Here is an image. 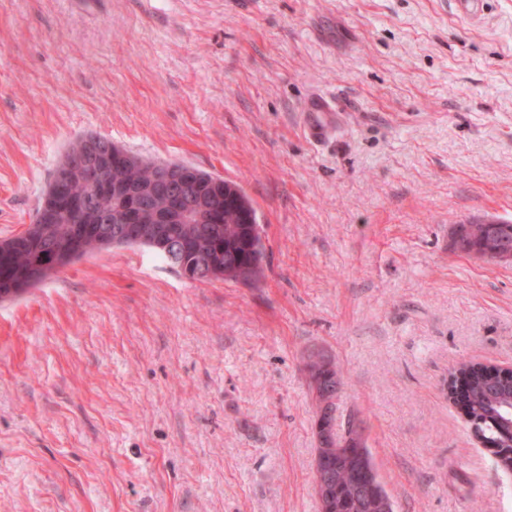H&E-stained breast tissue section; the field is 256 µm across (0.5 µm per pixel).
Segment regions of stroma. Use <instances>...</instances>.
<instances>
[{
  "label": "stroma",
  "mask_w": 512,
  "mask_h": 512,
  "mask_svg": "<svg viewBox=\"0 0 512 512\" xmlns=\"http://www.w3.org/2000/svg\"><path fill=\"white\" fill-rule=\"evenodd\" d=\"M86 134L236 183L263 275L113 247L0 301V512H320L319 356L394 512H512L447 390L512 368V265L449 247L512 221V0H0V240ZM306 127L309 136L314 140H321L324 137L325 129L320 118L329 112H333L331 103L323 98H315L310 101Z\"/></svg>",
  "instance_id": "35a3bbf8"
}]
</instances>
